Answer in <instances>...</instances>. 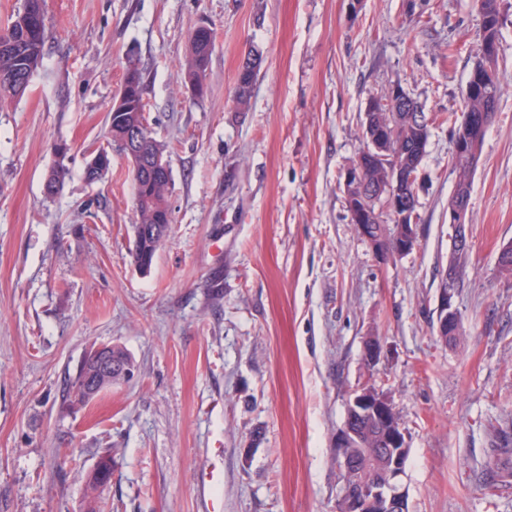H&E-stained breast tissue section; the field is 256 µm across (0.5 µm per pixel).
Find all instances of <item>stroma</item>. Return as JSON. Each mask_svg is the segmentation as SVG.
I'll return each instance as SVG.
<instances>
[{
    "label": "stroma",
    "instance_id": "1",
    "mask_svg": "<svg viewBox=\"0 0 512 512\" xmlns=\"http://www.w3.org/2000/svg\"><path fill=\"white\" fill-rule=\"evenodd\" d=\"M41 65L0 101V512H337L336 433L354 389L389 398L408 457L409 512H512V0L497 60L499 110L473 176L471 249L455 297L457 340L436 334L453 231V131L482 44L479 0H43ZM214 31L207 94L180 85L189 37ZM264 63L248 111L238 65ZM165 144L172 231L136 267L135 188L108 110L128 60ZM400 85L431 116L418 242L380 261L352 224L344 178L371 97ZM70 148L61 190L43 181ZM376 337L375 367L363 346ZM126 349L134 376L86 407L62 396L85 354Z\"/></svg>",
    "mask_w": 512,
    "mask_h": 512
}]
</instances>
